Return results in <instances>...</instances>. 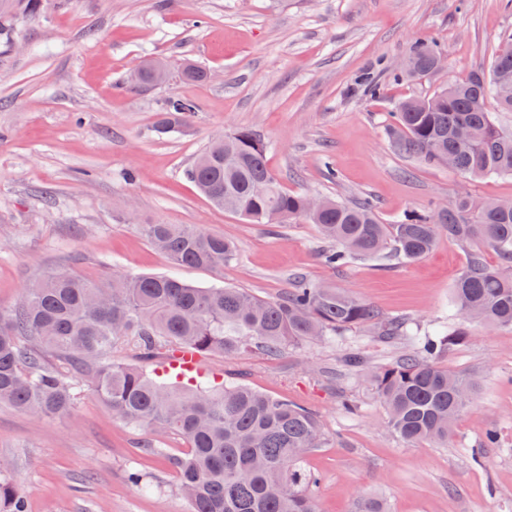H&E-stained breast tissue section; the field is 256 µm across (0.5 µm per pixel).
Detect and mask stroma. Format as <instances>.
Wrapping results in <instances>:
<instances>
[{
    "instance_id": "1",
    "label": "stroma",
    "mask_w": 512,
    "mask_h": 512,
    "mask_svg": "<svg viewBox=\"0 0 512 512\" xmlns=\"http://www.w3.org/2000/svg\"><path fill=\"white\" fill-rule=\"evenodd\" d=\"M512 32L507 0H42L0 39V308L26 285L68 265L90 280L115 271L174 275L201 288H239L273 300L294 274L373 303L411 329H456L453 286L470 245L440 237L415 262L351 261L330 267L317 225L251 224L212 207L187 177L214 136L250 128L269 144L267 161L291 193L372 200L384 223L460 190L512 198V176L467 179L397 150L391 114L473 69L489 68ZM446 56L443 70L399 77L415 40ZM167 64L168 80L133 88L144 60ZM192 61L209 74L181 77ZM381 87L367 94L363 78ZM199 110L168 134L155 129L165 101ZM335 178H327L326 166ZM193 224L236 242L223 272L179 266L153 247L148 224ZM469 340L439 366L473 373L478 388L448 444H408L387 432V411L346 352L390 361L405 341L370 328L336 341L303 342L275 357L245 351L202 371L287 398L315 412L329 445L309 452L320 512H352L362 495L391 512H512V331L473 324ZM356 412H346L343 397ZM496 447L483 445L487 429ZM157 438L113 417L92 391L52 421L0 405V460L25 490L28 512H190ZM142 474L147 487L127 482Z\"/></svg>"
}]
</instances>
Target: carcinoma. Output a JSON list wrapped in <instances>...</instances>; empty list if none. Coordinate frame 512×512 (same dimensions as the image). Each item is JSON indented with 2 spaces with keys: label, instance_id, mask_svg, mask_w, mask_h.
Instances as JSON below:
<instances>
[{
  "label": "carcinoma",
  "instance_id": "obj_1",
  "mask_svg": "<svg viewBox=\"0 0 512 512\" xmlns=\"http://www.w3.org/2000/svg\"><path fill=\"white\" fill-rule=\"evenodd\" d=\"M40 0H0V36L10 39L17 14L35 17ZM489 70L429 96L409 98L393 113L396 147L421 160H453L464 176H512V128L488 111L512 112V34L502 37ZM438 51L419 42L403 74L426 75ZM188 98L165 102L158 129L179 126ZM268 144L252 129L233 130L211 141L188 176L213 205L253 224H315L336 248L322 254L336 266L353 259L414 261L442 235L475 243L453 288V303L465 320L512 330V199L455 197L444 210L433 204L384 224L372 202L325 198L308 211V195L282 189L267 165ZM150 243L178 265L224 271L237 247L222 235L193 225L147 224ZM496 251L487 264L481 248ZM368 325L394 340L405 322L381 313L348 291L293 278L275 300L239 288H198L171 276L114 272L88 280L71 268L57 269L26 286L21 302L0 310V404L24 414L57 419L68 414L81 388H89L114 417L132 428L176 434L187 451L169 457L178 489L191 512H319L311 488L318 479L302 459L328 441L316 413L284 397L242 383H217L206 375L181 382L160 380L141 366L116 358L131 350L150 360L173 348L200 356L236 359L249 345L276 356L304 341L336 337ZM470 332L464 328L412 337L413 348L395 361L369 366L358 352L347 366L369 371L386 406L390 433L409 443L444 444L477 389L473 374L439 368L435 361ZM25 492L0 464V512H26ZM354 512H389L379 496L359 499Z\"/></svg>",
  "mask_w": 512,
  "mask_h": 512
}]
</instances>
